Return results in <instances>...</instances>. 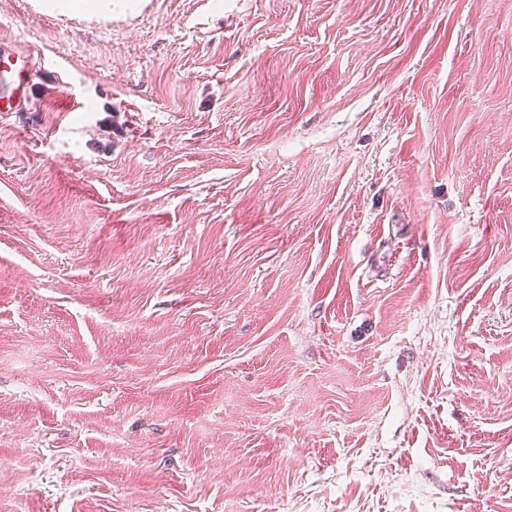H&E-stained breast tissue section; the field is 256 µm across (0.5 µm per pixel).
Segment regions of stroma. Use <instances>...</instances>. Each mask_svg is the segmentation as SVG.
<instances>
[{
	"label": "stroma",
	"mask_w": 512,
	"mask_h": 512,
	"mask_svg": "<svg viewBox=\"0 0 512 512\" xmlns=\"http://www.w3.org/2000/svg\"><path fill=\"white\" fill-rule=\"evenodd\" d=\"M0 512H512V0H0ZM50 7L62 14H78L89 18L111 19L126 7L124 0H50ZM10 58L11 55L0 56V116L6 112H19L27 102L29 64L34 60L33 56L25 54L20 59V67L11 63Z\"/></svg>",
	"instance_id": "stroma-1"
}]
</instances>
